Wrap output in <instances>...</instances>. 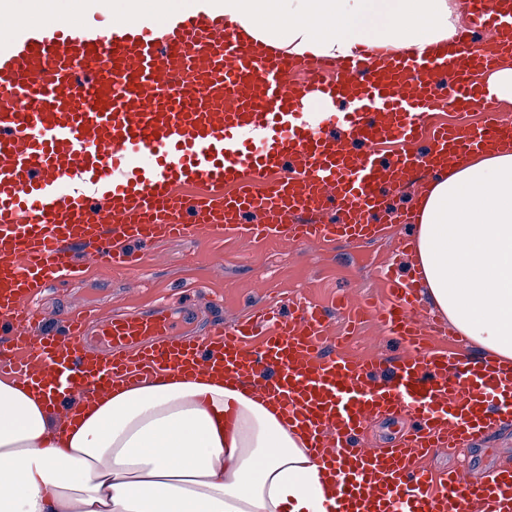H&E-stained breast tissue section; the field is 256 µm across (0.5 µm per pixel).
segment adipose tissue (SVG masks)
Returning a JSON list of instances; mask_svg holds the SVG:
<instances>
[{
  "mask_svg": "<svg viewBox=\"0 0 512 512\" xmlns=\"http://www.w3.org/2000/svg\"><path fill=\"white\" fill-rule=\"evenodd\" d=\"M160 26L191 10L249 46L341 59L448 54L458 0H119ZM408 274L475 360L512 369V147L449 162L417 203ZM235 414L232 430L224 413ZM48 399L0 379V512H333V482L273 405L208 373H158L82 406L64 443Z\"/></svg>",
  "mask_w": 512,
  "mask_h": 512,
  "instance_id": "1",
  "label": "adipose tissue"
}]
</instances>
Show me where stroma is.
<instances>
[{
	"label": "stroma",
	"instance_id": "35a3bbf8",
	"mask_svg": "<svg viewBox=\"0 0 512 512\" xmlns=\"http://www.w3.org/2000/svg\"><path fill=\"white\" fill-rule=\"evenodd\" d=\"M420 195L414 184L389 190L388 209L378 215L384 232L373 239L331 245H289L276 240L252 244L203 234L163 241L145 250L138 270L99 267L82 280L40 292L35 305L50 322L60 312L86 304L105 315H122L147 310L152 299L167 296L183 316L181 330L193 335L204 334L217 317L228 321L240 317L249 304L257 302L288 303L304 297L325 305L341 295L349 305L358 306L368 297L382 295L383 286L375 277L379 265L393 259L407 262V254L397 252L396 245L409 236L410 229L396 223L395 216L415 208ZM330 333L348 335L350 349L362 357L380 354L388 346L387 336L372 319L351 333L337 317ZM511 461L512 423L495 428L461 456L439 452L426 463L441 470L462 466L476 485Z\"/></svg>",
	"mask_w": 512,
	"mask_h": 512
}]
</instances>
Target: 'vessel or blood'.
<instances>
[{
	"mask_svg": "<svg viewBox=\"0 0 512 512\" xmlns=\"http://www.w3.org/2000/svg\"><path fill=\"white\" fill-rule=\"evenodd\" d=\"M466 5L497 40L479 49L462 32L440 57L260 54L223 18L192 12L160 28L76 31L56 16L0 47V371L47 394L57 437L79 403L116 386L158 369H214L304 427L334 482L336 512H512V469L473 487L460 469L420 464L512 419V374L430 348L428 320L415 316L418 285L398 273L385 272L389 297L369 312L399 352L373 360L327 345L326 311L301 301L288 316L264 306L203 336L178 335L165 304L104 321L88 307L50 327L34 305L81 265L133 269L139 246L204 232L294 244L379 235V187L512 143L485 84L512 55V0ZM297 69L308 79L293 87ZM449 71L456 86L436 97ZM466 108L486 123L439 127L428 151H416L427 112ZM388 140L399 149L380 158ZM248 213L264 219L243 223ZM381 414L415 425L368 447L361 434Z\"/></svg>",
	"mask_w": 512,
	"mask_h": 512,
	"instance_id": "1",
	"label": "vessel or blood"
}]
</instances>
